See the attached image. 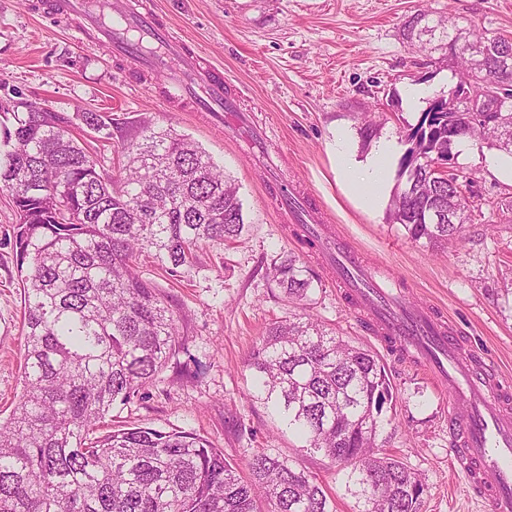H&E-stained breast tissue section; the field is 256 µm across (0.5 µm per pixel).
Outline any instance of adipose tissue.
Masks as SVG:
<instances>
[{"label":"adipose tissue","mask_w":512,"mask_h":512,"mask_svg":"<svg viewBox=\"0 0 512 512\" xmlns=\"http://www.w3.org/2000/svg\"><path fill=\"white\" fill-rule=\"evenodd\" d=\"M329 150L337 163V172L348 189L357 192L364 208L376 209L381 201L387 178V162L394 153L392 142L379 143L373 157L366 163L355 160L348 133L335 132Z\"/></svg>","instance_id":"adipose-tissue-1"}]
</instances>
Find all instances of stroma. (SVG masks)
<instances>
[{
    "mask_svg": "<svg viewBox=\"0 0 512 512\" xmlns=\"http://www.w3.org/2000/svg\"><path fill=\"white\" fill-rule=\"evenodd\" d=\"M39 0H0V104L38 102L66 117L95 112L118 122L111 138L77 125L74 136L104 175L118 165L116 148L151 120L199 143L239 186L245 230L224 244L200 246L177 274L150 254L138 271L165 297L179 320L184 346L176 360L199 367L194 380L165 368L148 398L115 406L116 420L160 431H190L210 440L233 465L266 448L305 468L331 495L336 512H358L345 472L307 448L260 402L251 400L246 356L268 325L307 312L354 344L377 353L393 386L382 410L385 449L419 473L426 485L420 512H488L471 496L448 452V395L410 360L385 349L365 317L336 286L323 248L301 247L281 206L292 184L329 228L344 234L369 264L396 277L407 300L449 320L465 349L485 356L512 383V212L484 208L461 239L436 250L413 244L387 219L388 202L368 210L348 195L328 144L336 130L362 149L356 118L375 113L381 139L398 151L403 125L416 108L403 90L421 85L443 97L452 83L447 42L413 45L404 26L416 13L452 15L463 25L512 38V0H153L169 29L224 69L236 111L263 137L258 159L232 125L206 112H168L158 103L159 74L116 63L105 46L84 44L69 25L42 17ZM495 148L458 156L483 197L512 193L488 168ZM13 212L0 191V411L10 412L22 390V284L9 245ZM298 256L314 276L307 306L288 303L267 272L276 260Z\"/></svg>",
    "mask_w": 512,
    "mask_h": 512,
    "instance_id": "1",
    "label": "stroma"
}]
</instances>
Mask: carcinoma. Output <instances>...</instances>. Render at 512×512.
I'll return each mask as SVG.
<instances>
[{"mask_svg": "<svg viewBox=\"0 0 512 512\" xmlns=\"http://www.w3.org/2000/svg\"><path fill=\"white\" fill-rule=\"evenodd\" d=\"M472 55L448 46L454 87L499 90V56L512 39L470 25ZM441 98L404 126L389 219L414 243L435 248L460 237L472 209L490 204L472 178L432 169L462 139L512 154V112L482 122L448 112ZM0 129V188L14 215L9 241L23 286L22 391L0 418V512H333L324 487L292 460L260 451L248 475L193 432L114 425L116 405L142 398L176 352L178 319L136 271L145 250L171 273L207 242H231L245 228L239 186L197 143L147 125L121 143L112 178L55 112H14ZM105 131L99 114L77 115ZM362 145L380 125L359 122ZM460 220L448 223V203ZM443 213L428 223L432 210ZM270 277L288 300L308 299L305 266L286 257ZM246 365L251 399L308 446L349 471L360 512H420L425 485L398 457L379 452L381 402L393 387L377 355L311 316L272 322ZM358 459L362 468L352 469Z\"/></svg>", "mask_w": 512, "mask_h": 512, "instance_id": "1", "label": "carcinoma"}]
</instances>
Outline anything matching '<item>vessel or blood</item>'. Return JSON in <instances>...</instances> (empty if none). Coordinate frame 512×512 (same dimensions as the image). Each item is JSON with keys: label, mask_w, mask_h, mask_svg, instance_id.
Returning a JSON list of instances; mask_svg holds the SVG:
<instances>
[{"label": "vessel or blood", "mask_w": 512, "mask_h": 512, "mask_svg": "<svg viewBox=\"0 0 512 512\" xmlns=\"http://www.w3.org/2000/svg\"><path fill=\"white\" fill-rule=\"evenodd\" d=\"M43 9L53 16L94 22L114 58L142 62L162 73L185 95L187 107L223 111L221 67L174 36L151 0H127L123 5L117 0H45ZM335 245L339 267L367 282L353 294L377 333L448 390L451 453L474 497L491 512H512V393L483 359L461 351L444 321L406 305L401 290L390 287L377 267L365 263L343 240Z\"/></svg>", "instance_id": "1"}]
</instances>
